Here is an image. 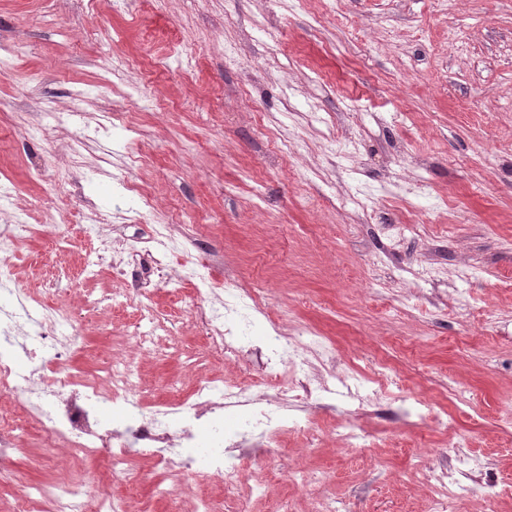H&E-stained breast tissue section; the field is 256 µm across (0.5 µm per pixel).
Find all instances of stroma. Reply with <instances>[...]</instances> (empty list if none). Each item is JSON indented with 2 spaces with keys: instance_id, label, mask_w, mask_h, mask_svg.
<instances>
[{
  "instance_id": "stroma-1",
  "label": "stroma",
  "mask_w": 512,
  "mask_h": 512,
  "mask_svg": "<svg viewBox=\"0 0 512 512\" xmlns=\"http://www.w3.org/2000/svg\"><path fill=\"white\" fill-rule=\"evenodd\" d=\"M16 43L0 74V180L17 198L0 200V224L40 225L38 198L56 227L19 243L15 283L51 306L78 288L117 299L104 319L83 314L84 347L64 363L90 378L122 344L148 405L201 376L280 395L264 379L263 327L253 351L211 355L196 321L209 302L191 285L128 301L111 270L81 276L92 214L112 239L147 240L150 225L120 215L144 193L195 215L175 233L286 332L329 340L337 373L370 376L386 356L402 392L448 420L412 423L399 395L362 412L306 396L311 433L285 429L239 481L203 486L222 512H277L285 497L295 512L319 497L346 512H427L442 495L448 512H482L490 495L512 512V0H136L117 13L110 0H0V44ZM70 91L86 94L79 113ZM69 131L86 135L75 158L59 148ZM133 153L125 189L113 176ZM142 306L182 326L158 337L165 360L126 334ZM349 429L368 448H341ZM421 460L448 485L415 479ZM184 481L137 457L114 488L142 512H187L156 494Z\"/></svg>"
}]
</instances>
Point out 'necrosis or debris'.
Here are the masks:
<instances>
[{"label": "necrosis or debris", "instance_id": "1", "mask_svg": "<svg viewBox=\"0 0 512 512\" xmlns=\"http://www.w3.org/2000/svg\"><path fill=\"white\" fill-rule=\"evenodd\" d=\"M134 219L154 225V237L163 241L164 249L144 253L141 271L132 277L131 291L142 288L173 256L180 257L181 276L199 295L220 289L210 262L194 254L191 241L175 236L168 220L149 201H141ZM33 233L28 224L0 227V294L12 300L11 309L0 311V392L27 397L21 414L0 416V479L15 482L16 512H130L128 494L97 492L81 480L69 478L40 486L18 480L13 465L25 452L23 436L33 430L54 448L56 458L101 462L103 478L109 483L119 479L132 457L144 454L153 456L164 468L176 467L192 474L200 483L217 478L237 481L243 458L265 456L295 396L282 398L276 408L268 409L258 406L256 398L241 385L205 378L189 396L159 402L148 411L132 363L113 365L91 382L78 381L60 365L63 353L82 346L84 324L66 308L33 311L30 292L15 287L17 244ZM223 292V299L210 305L201 322L214 352L235 355L248 341L255 318L266 309L251 295L232 288ZM264 347L266 373L276 377L282 369H292L300 388L308 385L311 358L325 363L331 360L321 336L305 341L300 332L285 333L275 321L264 338ZM239 406L249 407L250 413L235 433L214 429L206 456L199 459L188 455L196 439V421L220 417L227 409ZM108 408L115 411V418L105 417Z\"/></svg>", "mask_w": 512, "mask_h": 512}]
</instances>
